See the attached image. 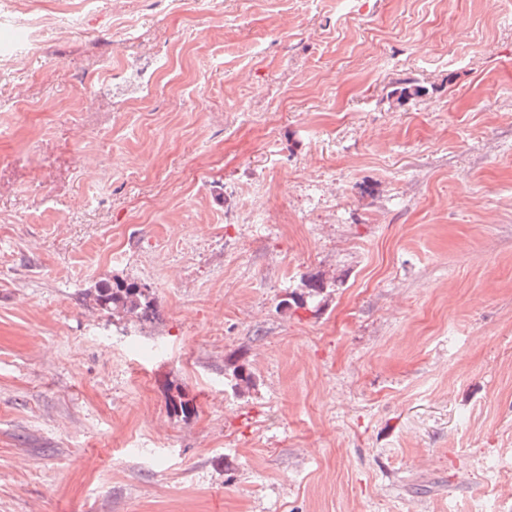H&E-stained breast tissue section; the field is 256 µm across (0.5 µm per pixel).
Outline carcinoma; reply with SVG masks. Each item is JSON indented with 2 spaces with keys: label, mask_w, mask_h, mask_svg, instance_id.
<instances>
[{
  "label": "carcinoma",
  "mask_w": 512,
  "mask_h": 512,
  "mask_svg": "<svg viewBox=\"0 0 512 512\" xmlns=\"http://www.w3.org/2000/svg\"><path fill=\"white\" fill-rule=\"evenodd\" d=\"M328 287L322 275L310 276L302 282V291L289 292L279 307L303 308L322 296ZM89 294L96 306L110 315L117 313L133 320L147 321L156 312V302L149 289L135 281L119 278L100 281ZM168 407L185 417L194 412L193 400L180 388L176 389V394L168 396Z\"/></svg>",
  "instance_id": "obj_1"
}]
</instances>
